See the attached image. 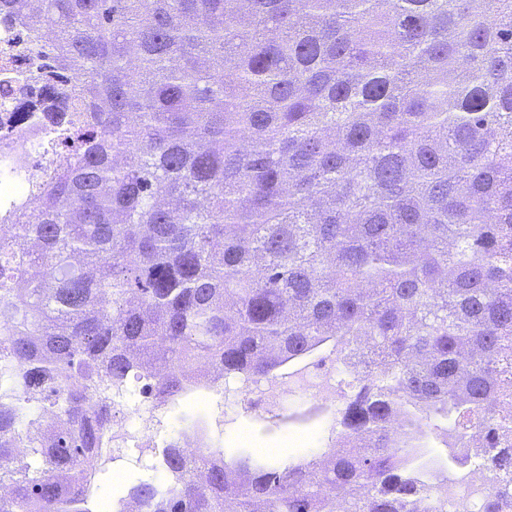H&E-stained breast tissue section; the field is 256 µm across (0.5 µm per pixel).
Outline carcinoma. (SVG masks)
<instances>
[{
	"label": "carcinoma",
	"mask_w": 512,
	"mask_h": 512,
	"mask_svg": "<svg viewBox=\"0 0 512 512\" xmlns=\"http://www.w3.org/2000/svg\"><path fill=\"white\" fill-rule=\"evenodd\" d=\"M64 123L0 214V512H90L128 382L157 406L323 348L367 367L335 441L284 461L170 441L144 512H443L466 434L512 512V0H0Z\"/></svg>",
	"instance_id": "obj_1"
}]
</instances>
